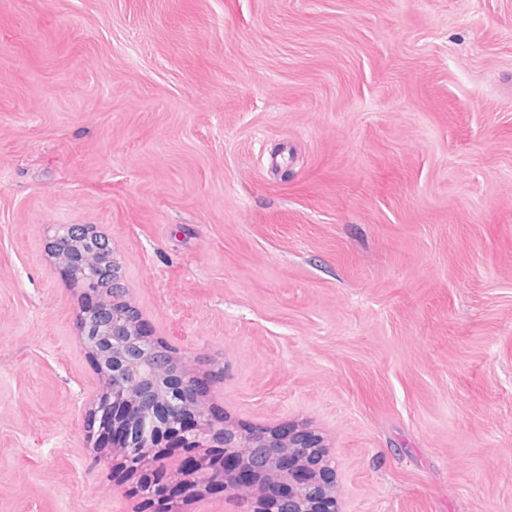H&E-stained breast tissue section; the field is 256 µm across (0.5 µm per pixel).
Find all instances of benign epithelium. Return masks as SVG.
I'll return each instance as SVG.
<instances>
[{
    "instance_id": "benign-epithelium-1",
    "label": "benign epithelium",
    "mask_w": 512,
    "mask_h": 512,
    "mask_svg": "<svg viewBox=\"0 0 512 512\" xmlns=\"http://www.w3.org/2000/svg\"><path fill=\"white\" fill-rule=\"evenodd\" d=\"M48 251L85 300L77 314L80 345L102 382L88 436L120 456L123 477L137 476L144 509L229 491L251 501L253 512H340L335 471L318 434L296 424L245 433L228 423L214 427L198 381L148 339L135 308L113 292L121 269L108 239L90 224H60ZM253 448L276 449L277 477L256 464L250 478L224 482ZM155 456L184 462L178 480L155 472Z\"/></svg>"
}]
</instances>
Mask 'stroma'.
<instances>
[{
  "label": "stroma",
  "instance_id": "obj_1",
  "mask_svg": "<svg viewBox=\"0 0 512 512\" xmlns=\"http://www.w3.org/2000/svg\"><path fill=\"white\" fill-rule=\"evenodd\" d=\"M56 224L344 512H512V0H0V512H140Z\"/></svg>",
  "mask_w": 512,
  "mask_h": 512
}]
</instances>
